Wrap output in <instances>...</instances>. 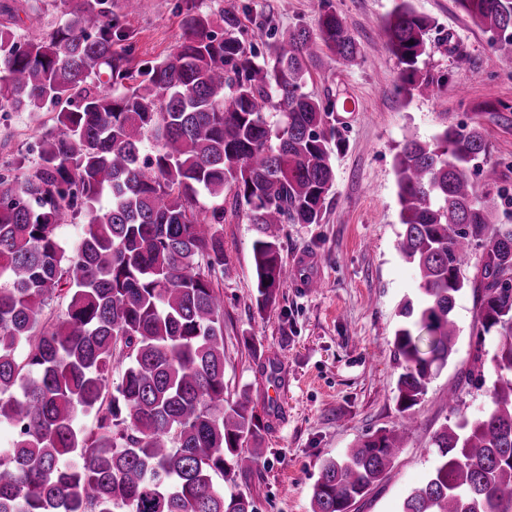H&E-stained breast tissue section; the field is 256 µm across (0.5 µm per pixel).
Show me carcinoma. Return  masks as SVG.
<instances>
[{"label":"carcinoma","instance_id":"carcinoma-1","mask_svg":"<svg viewBox=\"0 0 512 512\" xmlns=\"http://www.w3.org/2000/svg\"><path fill=\"white\" fill-rule=\"evenodd\" d=\"M458 3L512 57V0ZM176 8L182 42L140 66L121 24L128 0H68L46 32L0 24V101L55 122L32 169L0 173V425L12 430L0 512H251L247 497L224 495L225 479L258 463L248 445L261 437L248 396L224 400V191L254 226L264 309L288 281L280 226L321 223L343 145L335 108L346 99L304 92L310 67L323 55L349 65L358 45L329 6L315 30L283 33L263 52L236 12ZM429 28L410 0L382 27L406 98L446 81L420 66ZM487 156L464 124L408 139L397 155V247L420 292L402 304L393 339L399 429L413 426L408 412L453 352L467 287L477 335L497 339L465 376L488 407L470 419L451 391L437 463L399 512H512V224L500 219L512 195ZM77 219L85 230L70 249L57 229ZM56 299L65 312L42 321ZM399 448L392 430L324 463L312 512H350Z\"/></svg>","mask_w":512,"mask_h":512}]
</instances>
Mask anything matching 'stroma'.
Here are the masks:
<instances>
[{
	"instance_id": "35a3bbf8",
	"label": "stroma",
	"mask_w": 512,
	"mask_h": 512,
	"mask_svg": "<svg viewBox=\"0 0 512 512\" xmlns=\"http://www.w3.org/2000/svg\"><path fill=\"white\" fill-rule=\"evenodd\" d=\"M12 21L22 34L63 20L66 0H16ZM332 5L358 43L343 67L322 59L306 90L324 99L345 95L356 107L337 111L343 147L333 153L335 188L319 224H287L281 233L285 260L317 255L320 286L279 290L276 306L255 304L251 265L255 232L245 214L224 224V397L248 395L263 428L261 462L225 482L254 512H311L313 486L326 460L343 458L366 437L398 427L397 382L402 366L393 336L404 300L415 298L418 278L397 250L401 230L396 156L406 139H431L445 126L479 128L500 185L512 194V59L496 55L489 36L456 0H411L434 25L422 60L442 87L399 95L400 67L380 30L396 0H197L204 11L237 10L248 39L263 48L272 34L315 29L324 5ZM124 27L140 60H156L181 41L180 17L165 0H141ZM465 66H456L457 57ZM54 126L49 112H0V164L19 174L32 168L35 142ZM458 335L447 364L438 368L413 409L416 426L401 436V449L384 478L351 512H399L436 463L433 436L449 418L448 391L460 394V410H485L483 393L465 383L477 348L492 340L474 334L475 300L465 290L455 308Z\"/></svg>"
}]
</instances>
